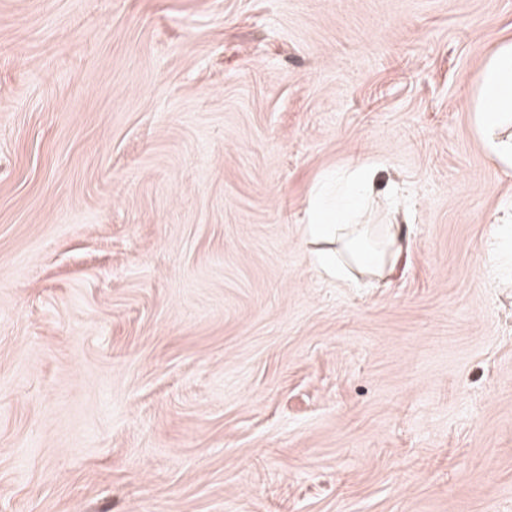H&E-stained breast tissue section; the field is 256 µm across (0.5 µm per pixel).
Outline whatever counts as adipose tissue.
<instances>
[{
  "mask_svg": "<svg viewBox=\"0 0 512 512\" xmlns=\"http://www.w3.org/2000/svg\"><path fill=\"white\" fill-rule=\"evenodd\" d=\"M512 79V42H505L495 52L482 71L480 90L497 89L494 99L481 100L477 123L484 137V147L502 164L512 166V139H501L498 132L512 119V91H502L504 82ZM303 232L316 241L328 242L325 250L316 251L315 266L323 275L349 282L348 271L353 267L381 270L389 257L399 251L402 227L387 224L372 228L346 219L345 208L328 212L322 197L312 201Z\"/></svg>",
  "mask_w": 512,
  "mask_h": 512,
  "instance_id": "ef3b65f1",
  "label": "adipose tissue"
}]
</instances>
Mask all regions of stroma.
<instances>
[{
	"mask_svg": "<svg viewBox=\"0 0 512 512\" xmlns=\"http://www.w3.org/2000/svg\"><path fill=\"white\" fill-rule=\"evenodd\" d=\"M512 0H0V512H512ZM383 168L391 273L310 263ZM510 79L512 42L508 41L500 45L483 68L479 91L480 107L477 112V123L484 137L485 149L505 166H512V139L499 138L498 131L509 118L512 119V91L504 92L512 90V82L508 81ZM490 89L492 90L488 98L491 101L486 97ZM378 172L379 168L375 164L358 162L345 173L343 179L359 196H371Z\"/></svg>",
	"mask_w": 512,
	"mask_h": 512,
	"instance_id": "35a3bbf8",
	"label": "stroma"
}]
</instances>
